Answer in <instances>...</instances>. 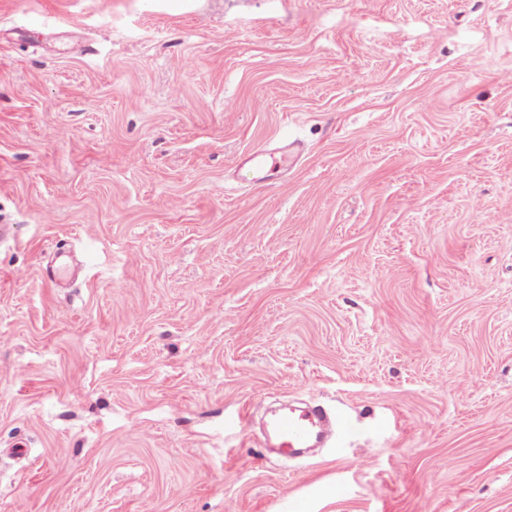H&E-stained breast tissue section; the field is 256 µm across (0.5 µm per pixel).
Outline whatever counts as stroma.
<instances>
[{"instance_id": "35a3bbf8", "label": "stroma", "mask_w": 512, "mask_h": 512, "mask_svg": "<svg viewBox=\"0 0 512 512\" xmlns=\"http://www.w3.org/2000/svg\"><path fill=\"white\" fill-rule=\"evenodd\" d=\"M2 224L0 512H512V0H0ZM276 154L295 157L298 154L297 143L294 141L286 142L281 146L254 152L246 156L242 160V163L251 167L252 171L254 172L255 181H264L268 177V161L269 159L274 161ZM353 423L344 415L331 418L320 407L296 409L274 416L267 433L284 455L295 456L301 448H315L327 442L332 434L345 438L354 433Z\"/></svg>"}]
</instances>
